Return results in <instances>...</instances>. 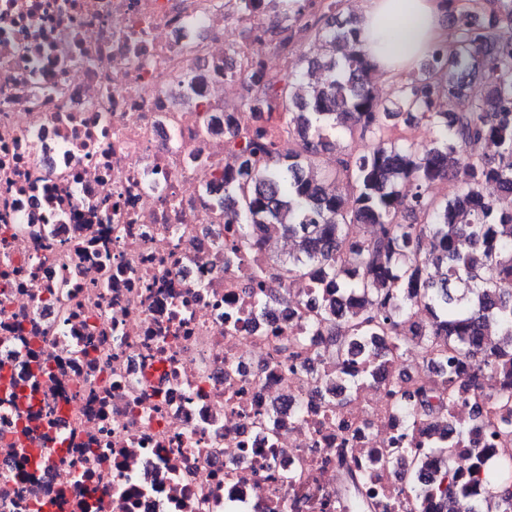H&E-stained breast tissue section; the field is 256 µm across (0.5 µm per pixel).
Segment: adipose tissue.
Wrapping results in <instances>:
<instances>
[{
    "label": "adipose tissue",
    "mask_w": 512,
    "mask_h": 512,
    "mask_svg": "<svg viewBox=\"0 0 512 512\" xmlns=\"http://www.w3.org/2000/svg\"><path fill=\"white\" fill-rule=\"evenodd\" d=\"M360 48L373 73L392 83L447 45L446 0H359Z\"/></svg>",
    "instance_id": "obj_1"
}]
</instances>
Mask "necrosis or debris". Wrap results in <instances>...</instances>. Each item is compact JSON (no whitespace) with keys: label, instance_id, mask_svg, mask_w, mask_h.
<instances>
[{"label":"necrosis or debris","instance_id":"necrosis-or-debris-1","mask_svg":"<svg viewBox=\"0 0 512 512\" xmlns=\"http://www.w3.org/2000/svg\"><path fill=\"white\" fill-rule=\"evenodd\" d=\"M224 0H0V512H453L403 490L406 448L461 477L512 460L486 390L409 426L424 350L365 375L322 360L314 295L251 280L269 247L218 210ZM203 71L202 85L185 77ZM303 335L299 351L293 336ZM487 454L476 459L471 449Z\"/></svg>","mask_w":512,"mask_h":512}]
</instances>
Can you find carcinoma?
<instances>
[{"instance_id":"obj_1","label":"carcinoma","mask_w":512,"mask_h":512,"mask_svg":"<svg viewBox=\"0 0 512 512\" xmlns=\"http://www.w3.org/2000/svg\"><path fill=\"white\" fill-rule=\"evenodd\" d=\"M228 7L253 18L274 11L282 50L299 35L329 48L327 59L308 62L323 76L305 95L299 58L278 72L254 60L224 67V77L254 90L224 116V127L234 112L263 110L288 123V148L257 125L224 164V220L241 225L255 248L276 233L297 246L292 258L259 269L258 284L308 280L321 303L310 326L325 330L326 355L338 360L360 355L372 336L401 341L423 306L433 321L420 332L422 345L448 344L453 361L468 363L471 387L488 371L503 374L493 404L512 402V0H478L452 13L453 45L436 49L388 104L373 93L370 65L355 50L357 22L341 19L344 0H228ZM450 97L466 99L467 109L445 110ZM422 122L425 141H399L400 126ZM339 129L358 135L364 150L339 158L320 181L305 174ZM450 173L457 191L434 197L431 185ZM490 183L510 193L489 196ZM490 327L505 341L499 349L480 345ZM452 384L438 395L416 388L409 425L446 408ZM507 484L512 461L505 460L485 476L486 497L511 500L512 490L499 493ZM434 491L474 512L459 476L439 478Z\"/></svg>"}]
</instances>
